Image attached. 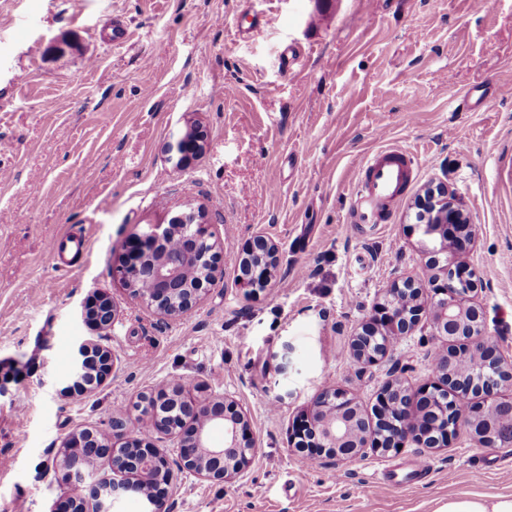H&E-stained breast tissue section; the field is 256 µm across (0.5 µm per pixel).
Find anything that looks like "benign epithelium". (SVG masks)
<instances>
[{
  "label": "benign epithelium",
  "mask_w": 512,
  "mask_h": 512,
  "mask_svg": "<svg viewBox=\"0 0 512 512\" xmlns=\"http://www.w3.org/2000/svg\"><path fill=\"white\" fill-rule=\"evenodd\" d=\"M202 149L201 136L193 133L169 144V152L186 164ZM418 218L424 234L441 235L445 244L464 250L472 238L464 234L467 212L456 202L446 186L429 187L418 202ZM204 208L189 209L173 216L166 224H150L131 235L124 245L119 272L131 296L152 309L163 320H175L201 300L203 283L214 280L218 255L209 242ZM206 268L191 273L199 260ZM278 263L277 246L263 235L252 240L241 259L242 284L264 288ZM148 286L147 294L137 285ZM476 286L475 274L466 275L446 266L445 278L436 281L427 302L422 289L411 281L395 283L387 289L385 300L351 342L355 360L373 364L383 357L393 339L409 336L415 330L423 308L432 313L433 336L448 345L444 358L451 362L465 353L474 358L475 372L463 382L448 371L441 382H431L407 400L419 404L418 411L399 417L390 411L406 394L399 384L389 382L379 395L375 413L388 431L369 430L352 397L336 388L318 393L306 414L292 428L293 448H314V456L331 461H348L360 449L371 445L387 454L397 452L409 441L428 448L448 444L458 428L465 427L480 445L500 446L501 418L512 421V362L506 361L497 346L481 337L483 312L470 301ZM412 295L405 307L396 305L399 293ZM84 319L101 331L112 327L116 313L109 297H94L83 309ZM110 369V355L90 340L76 350L70 375L61 392L79 394L86 390L88 375L103 380ZM156 433L177 439V464L142 438H132L129 430L144 419ZM224 428V443L215 445L210 430ZM112 444H105L92 431L65 438L58 448L60 477L75 487L64 512H80L87 501L99 505L98 512H111L112 502L143 482L151 486L153 512H170L169 494L177 480L176 472H189L201 479L230 481L248 466L255 453L247 439V425L238 404L227 397L202 399L183 384L166 385L138 394L132 408L112 416ZM112 457V475L87 478L86 466L100 458Z\"/></svg>",
  "instance_id": "obj_1"
}]
</instances>
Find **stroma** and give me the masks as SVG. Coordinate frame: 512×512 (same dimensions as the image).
Masks as SVG:
<instances>
[{"instance_id": "obj_1", "label": "stroma", "mask_w": 512, "mask_h": 512, "mask_svg": "<svg viewBox=\"0 0 512 512\" xmlns=\"http://www.w3.org/2000/svg\"><path fill=\"white\" fill-rule=\"evenodd\" d=\"M254 12L275 21L234 37ZM113 21L130 31L120 49L104 39ZM508 83L512 0H0V512H52L73 494L57 477L62 440L109 433L115 409L176 383L232 398L256 452L226 483L180 473L171 512H436L459 493L512 495V448L463 429L443 448L367 447L306 469L288 443L322 389L368 418L388 382L437 378L427 314L374 364L350 351L394 281L427 290L438 273L426 248L439 238L416 219L428 184L469 215L474 243L448 257L481 273L482 334L512 359V96L459 107ZM194 128L204 150L176 166L167 146ZM384 148L421 164L383 223H355L359 166ZM200 205L225 253L261 234L279 263L252 290L221 262L201 303L165 324L120 281V244ZM69 234L85 249L54 261L48 240ZM96 293L118 311L99 338L111 368L64 395L54 382L95 337L81 306ZM418 459L420 483L380 476Z\"/></svg>"}]
</instances>
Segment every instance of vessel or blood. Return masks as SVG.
<instances>
[{"instance_id": "vessel-or-blood-1", "label": "vessel or blood", "mask_w": 512, "mask_h": 512, "mask_svg": "<svg viewBox=\"0 0 512 512\" xmlns=\"http://www.w3.org/2000/svg\"><path fill=\"white\" fill-rule=\"evenodd\" d=\"M416 165L413 154L398 148L382 150L363 161L353 205L364 223L383 222L390 203L409 185Z\"/></svg>"}]
</instances>
